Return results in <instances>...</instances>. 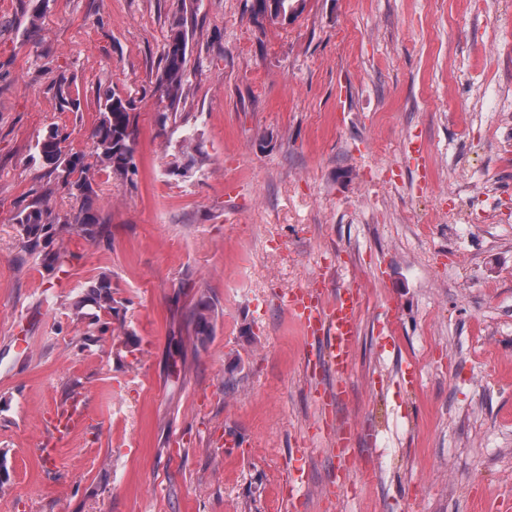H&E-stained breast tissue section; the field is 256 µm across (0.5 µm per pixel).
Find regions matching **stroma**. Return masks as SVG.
Returning <instances> with one entry per match:
<instances>
[{"instance_id": "stroma-1", "label": "stroma", "mask_w": 512, "mask_h": 512, "mask_svg": "<svg viewBox=\"0 0 512 512\" xmlns=\"http://www.w3.org/2000/svg\"><path fill=\"white\" fill-rule=\"evenodd\" d=\"M0 0V512H495L512 499V0ZM187 35L176 117L156 89ZM136 171L97 164L105 93ZM84 155L101 241L50 271L18 216L80 202L37 144ZM203 161L167 167L184 144ZM325 273L359 292L332 418L322 351L276 302ZM114 312L72 304L99 276ZM213 334L193 341L199 296ZM26 339L21 351L17 339ZM185 357V375L170 365ZM417 379L407 384L405 373ZM89 419L54 460V408ZM348 483V491L330 490Z\"/></svg>"}]
</instances>
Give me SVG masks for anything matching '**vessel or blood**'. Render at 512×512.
<instances>
[{"mask_svg": "<svg viewBox=\"0 0 512 512\" xmlns=\"http://www.w3.org/2000/svg\"><path fill=\"white\" fill-rule=\"evenodd\" d=\"M281 303L308 336L320 338L325 343V363L336 377V387L333 394L318 393L317 400L321 406H329L332 398L342 397L346 392V377L357 336V296L353 290L344 289L335 299L326 300L324 282L318 279L313 286L288 292L282 296ZM86 421L80 400H73L58 409L54 418V436L44 443L41 455L56 454L68 436Z\"/></svg>", "mask_w": 512, "mask_h": 512, "instance_id": "b4317fda", "label": "vessel or blood"}]
</instances>
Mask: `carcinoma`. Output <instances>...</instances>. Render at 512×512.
<instances>
[{"instance_id": "obj_1", "label": "carcinoma", "mask_w": 512, "mask_h": 512, "mask_svg": "<svg viewBox=\"0 0 512 512\" xmlns=\"http://www.w3.org/2000/svg\"><path fill=\"white\" fill-rule=\"evenodd\" d=\"M185 41L181 30H175L164 46L161 57L162 69L157 78V88L161 97L168 100L169 105H178L183 96L186 53L178 52L173 44ZM95 155L100 163L112 169V173L127 177L135 171L134 152L135 137L130 112V103L120 97H106L102 118L91 132ZM62 139L58 133L49 135L39 149V156L44 164L61 170L63 181L73 191V195L83 201V205L75 212L62 217L41 206H30L19 215L25 246L31 252L43 254V261L52 270H63L70 265L74 256L54 248L53 242L64 234H74L85 239H95V225L98 218L91 212L84 201L93 194L91 180L88 176L89 165L84 163L83 156L72 154L63 157ZM77 179H71L73 174ZM112 282L101 277L89 285V290L81 300L73 305L77 318L84 316L83 308L93 305L102 310L112 309ZM213 305L204 295L200 296L192 311V327L194 338L198 342L211 335Z\"/></svg>"}]
</instances>
